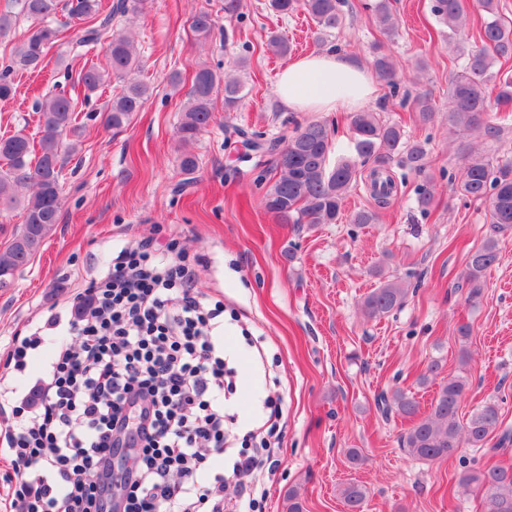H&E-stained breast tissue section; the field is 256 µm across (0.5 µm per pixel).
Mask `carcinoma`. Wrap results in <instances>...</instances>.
<instances>
[{
	"label": "carcinoma",
	"instance_id": "1",
	"mask_svg": "<svg viewBox=\"0 0 512 512\" xmlns=\"http://www.w3.org/2000/svg\"><path fill=\"white\" fill-rule=\"evenodd\" d=\"M146 0H116L110 11L101 14L100 0H66L63 5L68 23L81 26L75 41L80 47L104 45L105 64L93 63L81 70L78 82L90 92L109 85L116 78L120 90L106 104L102 118L106 126L119 130L142 110L151 96L150 87L135 77L139 60L133 40L112 30L116 17L136 14ZM271 9L286 14L302 8L318 27L317 40L323 42L341 25L340 0H270ZM475 8L483 19L482 47L463 54L461 70L450 82L448 90V124L455 128L481 129L487 111L486 90H496V104L501 112H512V77L493 72L498 59L512 57V21L499 10V0H475ZM385 34L393 33L397 20L389 0H375L371 5ZM431 11L437 22L453 39L462 35L465 16L462 0H432ZM58 0H11V6L0 10V36L8 35L19 17L30 25L20 47L0 65V99L13 96L12 74L35 71L41 67L49 49L63 39L64 24L56 22ZM191 27L200 39H208L216 28V20L205 10L195 12ZM373 66L379 77L395 83V65L390 56L378 53ZM224 87V111L236 109L242 97L240 81L223 77L203 64L195 71L181 110L178 132L183 142L194 140L211 122L215 95ZM412 108L421 122L434 117L429 100L417 95ZM76 103L63 93L46 98L40 106L37 139L18 132L0 139V212L16 207L24 211V224L13 235L10 244L0 251V285L36 254L55 224L62 208L61 174L65 164L64 136L79 135L75 125ZM356 156L342 157L330 163L331 138L321 122L300 127L288 142L267 140L254 134L247 144L256 152L269 156L278 178L267 189L264 207L282 224L300 229L319 224H335L342 217L343 199L356 181L359 167L373 162L370 171L371 194L379 206L389 204L395 192L391 166L409 173L426 172V149L419 142L407 143L401 128L381 121L375 112H357L351 120ZM198 168L197 157L189 152L180 156L179 169L185 181L192 180ZM20 187L32 193L17 197ZM458 192L465 198L487 204L489 234L470 256L458 288L467 289L466 299L479 297L486 272L499 260V238L512 234V158L480 157L468 154L462 166ZM410 288L400 280L380 281L365 298L362 312L368 319L380 318L405 303ZM462 376L444 379L435 391L429 410L400 389L381 392L375 404L381 414H396L408 422L399 437L401 448L414 459L443 461L455 457L460 449L481 448L499 422V407L487 402L461 422L460 403L467 389ZM458 484L473 488L482 495L487 512H512V466L494 465L462 471ZM349 512H360L367 489L348 483L340 490Z\"/></svg>",
	"mask_w": 512,
	"mask_h": 512
}]
</instances>
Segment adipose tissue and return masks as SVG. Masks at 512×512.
<instances>
[{
    "label": "adipose tissue",
    "mask_w": 512,
    "mask_h": 512,
    "mask_svg": "<svg viewBox=\"0 0 512 512\" xmlns=\"http://www.w3.org/2000/svg\"><path fill=\"white\" fill-rule=\"evenodd\" d=\"M376 91L366 67L347 53L324 51L288 64L278 78L276 96L293 112H352Z\"/></svg>",
    "instance_id": "ef3b65f1"
}]
</instances>
